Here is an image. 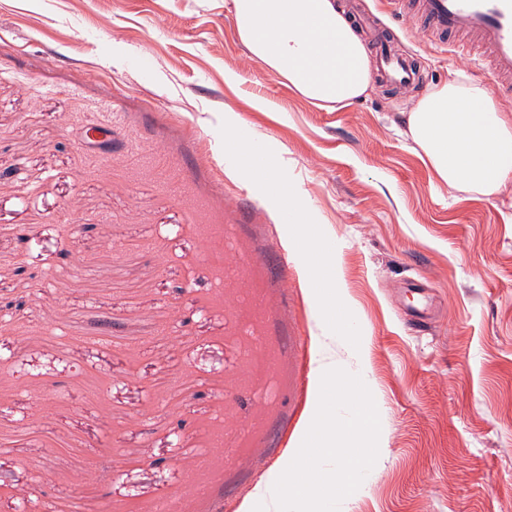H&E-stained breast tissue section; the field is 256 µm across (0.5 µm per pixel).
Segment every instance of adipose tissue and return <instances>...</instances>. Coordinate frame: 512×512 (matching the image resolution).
<instances>
[{
    "label": "adipose tissue",
    "mask_w": 512,
    "mask_h": 512,
    "mask_svg": "<svg viewBox=\"0 0 512 512\" xmlns=\"http://www.w3.org/2000/svg\"><path fill=\"white\" fill-rule=\"evenodd\" d=\"M250 54L317 106L366 94L371 63L341 0H232ZM407 135L450 188L493 196L512 182V113L476 84L449 77L420 96Z\"/></svg>",
    "instance_id": "obj_1"
}]
</instances>
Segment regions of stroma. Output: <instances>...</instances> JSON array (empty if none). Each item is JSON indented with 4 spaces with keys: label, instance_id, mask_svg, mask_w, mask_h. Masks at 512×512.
I'll return each instance as SVG.
<instances>
[{
    "label": "stroma",
    "instance_id": "1",
    "mask_svg": "<svg viewBox=\"0 0 512 512\" xmlns=\"http://www.w3.org/2000/svg\"><path fill=\"white\" fill-rule=\"evenodd\" d=\"M360 7L426 85L489 86L421 18ZM419 95L376 81L317 108L249 56L231 0H0V166L17 169L0 181V483L15 491L0 512L23 493L49 512H268L324 355L362 377L381 421L339 512H512V183L484 197L434 181L402 134ZM94 123L111 152L85 143ZM237 124L294 187L304 251L262 181L221 158ZM162 151L182 168H159ZM179 181L196 209L171 197ZM202 224L236 225L240 250L270 264L250 283L274 314L279 392L256 402L267 427L233 461L209 447L242 416L245 341L232 288L213 290L224 245ZM331 243L351 345L306 275ZM410 281L431 305L417 331Z\"/></svg>",
    "mask_w": 512,
    "mask_h": 512
}]
</instances>
